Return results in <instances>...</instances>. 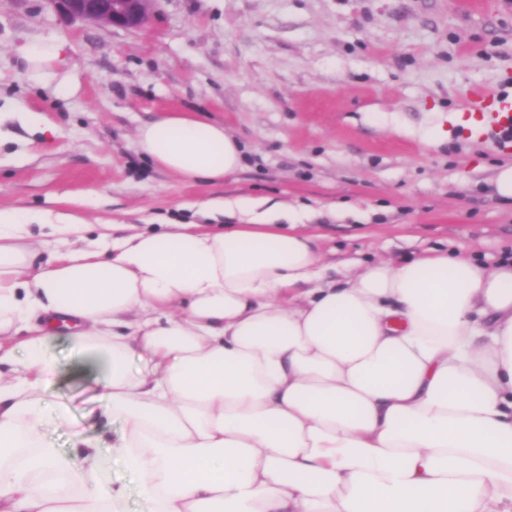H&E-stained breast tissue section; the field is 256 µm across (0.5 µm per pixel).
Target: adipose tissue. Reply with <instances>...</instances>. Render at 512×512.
<instances>
[{
    "instance_id": "obj_1",
    "label": "adipose tissue",
    "mask_w": 512,
    "mask_h": 512,
    "mask_svg": "<svg viewBox=\"0 0 512 512\" xmlns=\"http://www.w3.org/2000/svg\"><path fill=\"white\" fill-rule=\"evenodd\" d=\"M63 46L18 51L61 97ZM136 149L188 181L242 151L221 123L160 112ZM229 228L116 237L73 213L0 208V512H118L98 439L43 432L51 337L89 354L111 448L149 512H512V261L427 252L328 277L287 208L236 197ZM152 363L131 372L135 351Z\"/></svg>"
}]
</instances>
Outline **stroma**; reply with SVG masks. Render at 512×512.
<instances>
[{
  "instance_id": "obj_1",
  "label": "stroma",
  "mask_w": 512,
  "mask_h": 512,
  "mask_svg": "<svg viewBox=\"0 0 512 512\" xmlns=\"http://www.w3.org/2000/svg\"><path fill=\"white\" fill-rule=\"evenodd\" d=\"M142 30L65 22L43 0H0V208L72 212L128 234L221 224L206 203L294 207L323 262L445 251L512 256V201L495 180L512 148L453 132L476 92L512 94V0H158ZM54 39L68 98L24 73L20 46ZM37 110L54 127L23 119ZM222 123L244 151L219 182L186 181L138 153L154 113ZM51 400L116 437L66 337L47 347Z\"/></svg>"
}]
</instances>
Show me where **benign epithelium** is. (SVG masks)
Returning a JSON list of instances; mask_svg holds the SVG:
<instances>
[{
  "instance_id": "1",
  "label": "benign epithelium",
  "mask_w": 512,
  "mask_h": 512,
  "mask_svg": "<svg viewBox=\"0 0 512 512\" xmlns=\"http://www.w3.org/2000/svg\"><path fill=\"white\" fill-rule=\"evenodd\" d=\"M48 2L70 20L141 29L150 18L154 0H48Z\"/></svg>"
}]
</instances>
